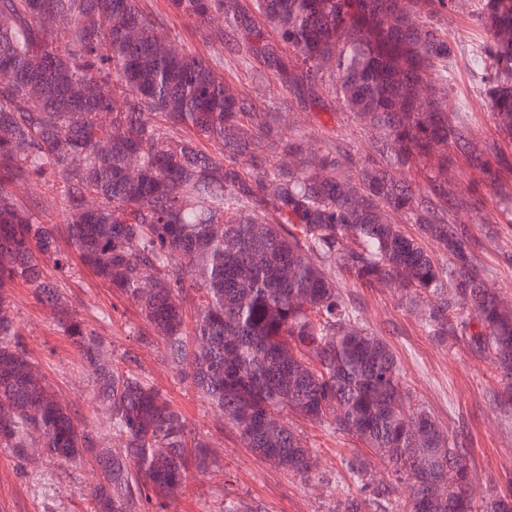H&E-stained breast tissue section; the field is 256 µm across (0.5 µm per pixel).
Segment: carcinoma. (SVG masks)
Segmentation results:
<instances>
[{
	"label": "carcinoma",
	"mask_w": 512,
	"mask_h": 512,
	"mask_svg": "<svg viewBox=\"0 0 512 512\" xmlns=\"http://www.w3.org/2000/svg\"><path fill=\"white\" fill-rule=\"evenodd\" d=\"M168 0L205 39L277 83L279 105L239 92L208 61L177 48L139 0H0V447L32 448L100 468L91 512H166L209 445L127 351L76 316L45 261L70 252L136 301L170 362L263 460L302 480L312 453L284 423L292 411L358 438L360 494L336 512H388L409 484L408 512H473L460 441L408 407L390 346L360 322L333 273L394 287L439 342L464 336L511 379L512 309L487 281L461 202L448 189V144L486 168L512 225V157L478 147L471 114L488 108L512 138V0H480L491 33L464 56L442 24L460 0ZM477 72L482 94L449 108L448 62ZM350 113L377 131V158L345 175L341 143L289 132L292 112ZM218 149L214 156L205 150ZM438 154L421 188L406 167ZM496 166H491L489 157ZM55 191L65 227L38 219ZM414 225V232L402 225ZM437 244L443 263L426 249ZM23 283L53 310L105 410L75 421L47 389L12 312ZM199 296L194 315L184 303Z\"/></svg>",
	"instance_id": "1"
}]
</instances>
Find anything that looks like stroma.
<instances>
[{"mask_svg": "<svg viewBox=\"0 0 512 512\" xmlns=\"http://www.w3.org/2000/svg\"><path fill=\"white\" fill-rule=\"evenodd\" d=\"M141 2L163 20L175 45L208 59L220 75L232 78L265 104L278 102L281 89L275 82L236 72L223 48L198 36L191 19L172 14L167 0ZM442 23L462 52H482L488 32L470 5L449 12ZM290 128L323 149L339 141L347 144L352 173L374 154V131L345 112H295ZM448 153L453 161L448 172L452 193L464 200L470 189L478 188L485 195L482 212L465 208L459 217L478 243L489 283L512 301V227L502 223L495 208L496 189L484 169L473 166L456 147H449ZM71 267L61 281L79 317L94 327L99 326L97 313L109 312L112 322L101 328L112 343L113 360L134 351L146 380L172 400L210 444L212 465L192 471L170 499L167 512H222L231 503L258 504L265 512H334L337 499L357 494L342 460L356 452L368 455V448L348 435L331 432L327 424L292 414L288 424L316 453L322 480L307 483L271 466L251 452L232 425L217 427L190 380L168 362L160 337L139 341L138 330L148 324L132 301L79 262ZM341 293L359 306L365 328L395 352L411 406L429 412L447 434L463 442L474 475L475 508L512 489V410L495 400L505 380L492 360L473 352L465 337L452 336L444 344L435 341L420 316L402 306L393 289L356 288L345 281ZM11 301L26 349L50 390L72 404L79 416L89 415L96 407L93 388L74 346L55 326L51 310L21 283L12 288ZM98 479L96 469L87 463L75 465L45 454L20 458L0 447V512H90L89 489Z\"/></svg>", "mask_w": 512, "mask_h": 512, "instance_id": "obj_1", "label": "stroma"}]
</instances>
